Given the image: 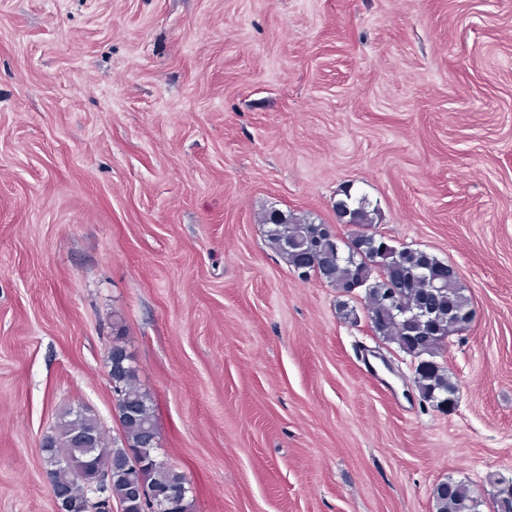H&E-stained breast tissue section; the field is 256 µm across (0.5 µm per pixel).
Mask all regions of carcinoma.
<instances>
[{
	"label": "carcinoma",
	"mask_w": 512,
	"mask_h": 512,
	"mask_svg": "<svg viewBox=\"0 0 512 512\" xmlns=\"http://www.w3.org/2000/svg\"><path fill=\"white\" fill-rule=\"evenodd\" d=\"M340 223L358 228L343 238L324 231L325 223L308 215L273 209L264 213L261 223L267 245L285 257L288 264L306 279L313 274L348 295L364 290L365 318L372 332L397 344L417 360L414 385L428 402L440 401L438 408L451 410L457 400L458 384L436 358L450 336L467 331L474 319L471 296L458 285L434 289L419 275L426 267L433 273L448 271V264L422 249L397 248L383 235H372L374 247L363 255L357 252L355 235L376 223L377 210L364 196L344 193L336 202ZM125 325L121 317L112 321V345L108 352L112 395L121 437L109 441L99 418L88 409L63 410L42 452L50 485L72 491L75 512H105L85 497L82 488L98 475L110 474L109 498L124 512H161L159 497L179 489L186 474L174 469L158 454L159 442L149 439L148 431L158 432L151 396L136 385V370L124 345ZM81 430L97 437L104 448L92 462H86L82 448L73 447L72 432ZM491 498L483 499L463 482L440 483L434 493L436 512H512V499L500 495L501 474H493ZM141 486L151 497L132 494Z\"/></svg>",
	"instance_id": "obj_1"
}]
</instances>
